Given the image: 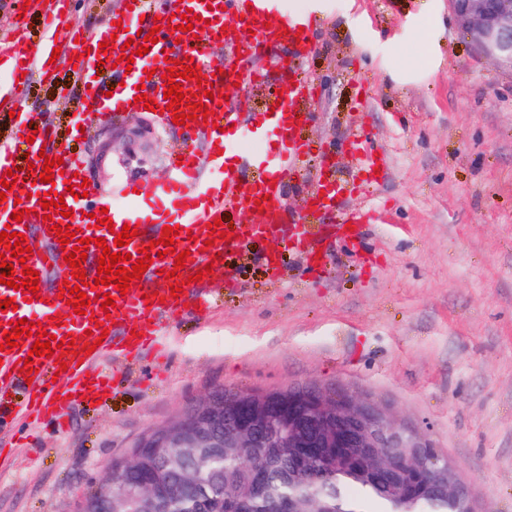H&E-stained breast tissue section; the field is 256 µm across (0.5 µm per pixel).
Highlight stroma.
<instances>
[{"label": "stroma", "mask_w": 512, "mask_h": 512, "mask_svg": "<svg viewBox=\"0 0 512 512\" xmlns=\"http://www.w3.org/2000/svg\"><path fill=\"white\" fill-rule=\"evenodd\" d=\"M123 0H71L64 23L95 31ZM51 0H0V46L40 43ZM310 12L315 46L302 66L313 82L311 118L300 128L315 157L284 184L286 223L315 226L308 249L270 243L230 253L232 286L216 274L209 301L170 333L164 358L106 360L122 376L99 404L84 402L69 425L10 415L13 454L0 463V512H73L107 462L144 433L214 391L312 385L367 395L394 409L456 461L477 512H512V78L476 55L447 0H288ZM264 81L236 104L263 112L282 68L257 58ZM70 64L34 69L12 111L0 109V140L13 113L32 114L48 148H75L98 196L134 181L143 194L167 176L188 141L162 127L144 134L140 113L87 125ZM390 159L375 190L344 205L366 209L358 237L328 233L313 212L315 176L358 174L351 134Z\"/></svg>", "instance_id": "1"}]
</instances>
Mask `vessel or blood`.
<instances>
[{"instance_id": "vessel-or-blood-1", "label": "vessel or blood", "mask_w": 512, "mask_h": 512, "mask_svg": "<svg viewBox=\"0 0 512 512\" xmlns=\"http://www.w3.org/2000/svg\"><path fill=\"white\" fill-rule=\"evenodd\" d=\"M285 0H161L159 7L150 9L146 0H135L132 8L122 10L118 17L123 27L117 34L109 32L82 33L78 42L69 44V55L78 59L77 68L82 72L86 88L85 96L97 108H112L116 112L128 109L129 98L144 94L158 105L157 113L164 127H171L174 112L168 109L164 91L168 87L165 74L175 61L191 58L197 79L181 80L183 93L190 102L207 103L214 112L211 123L186 121L182 127L186 135L203 139L205 152L187 150L183 160L174 164L170 178L158 182L154 194L161 204L152 212H145L140 194L132 186H123L119 194L122 204L102 199L73 197L67 187H80L84 162L80 155L63 153V171L55 175L53 183H35L29 180L26 168L19 167V153H27L30 165L42 167L40 142H27L26 137L37 129L34 121L20 122L12 144L0 143V173L12 172L17 180L13 192L7 193L0 203V232L12 229L27 233L30 225H40L50 242L57 243L55 226H71L78 229L81 237L102 238L109 242L111 252H118L114 229L130 226L137 229L136 238L130 239L127 253L137 254L149 242L161 239L163 226L178 230L174 238V254L155 259L136 282V290L115 297V309H102L104 287L98 286V258L104 250L92 245L87 247V259L83 264L86 274L84 291L90 302L85 314H75L74 308L59 299L54 288L40 287L39 297L30 309L40 314L42 330L48 335L64 339L73 335L77 345H94L90 355L80 357L57 348L54 357H30L34 338H19L16 347L0 352V392L16 383H26L28 414L40 418H53L66 423L67 415L75 399L110 391L116 379L106 373H92L94 364L107 356L134 357L145 351L159 348L163 342L165 327L186 314L194 306L203 282L195 274L207 265L223 266L224 253L241 247L254 239L270 242L274 250L266 256L268 264H275L276 248L281 244L301 247L307 243L305 227L288 228L283 221L282 189L286 178L291 177L300 162L313 151L312 145L300 139L298 130L309 112L305 103L310 95L309 87L301 74L299 62L309 54L313 45L307 33L312 18L289 16L285 13ZM193 10L198 19L192 32L174 37L173 27L181 25L182 14ZM158 28L156 44L150 45L147 54L135 56L132 66L120 63L125 42L136 38L138 31ZM54 41L39 45L17 42L0 52V70H8L14 85H21V75L32 66L48 69ZM266 51L288 62V93L274 112H261L254 120L242 121L234 112L232 101L250 93L259 77L247 67L246 59L256 52ZM115 61L113 73L117 85L112 95H105L96 78L99 60ZM212 90L213 99H206L205 90ZM262 143L257 153L239 151L243 137ZM362 157L361 169L369 184H378L377 172L385 168L384 154L365 149L363 137L353 142ZM257 171L249 190H241L239 184L246 170ZM63 196L72 211V218L54 215L52 221H44L39 208L38 196L47 191ZM313 209L335 214L339 226L361 224L365 214L347 212L342 208L341 196L330 193L313 196ZM261 208L265 221L261 224H236L227 228L224 238L213 239L210 223L231 211ZM27 210L22 221L12 218L14 209ZM107 210L114 229L92 228L91 217L100 210ZM188 253L182 269H175V253ZM174 272V281L182 283L184 292L171 297L170 284L164 278L166 272ZM61 316V325H52L54 316ZM102 335V342H95V335ZM32 358L34 373L24 371V358Z\"/></svg>"}]
</instances>
